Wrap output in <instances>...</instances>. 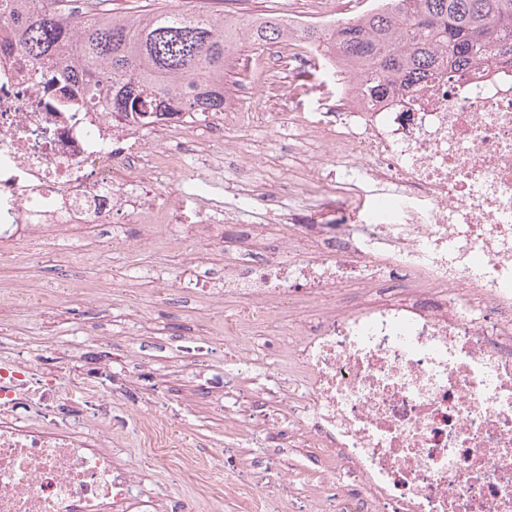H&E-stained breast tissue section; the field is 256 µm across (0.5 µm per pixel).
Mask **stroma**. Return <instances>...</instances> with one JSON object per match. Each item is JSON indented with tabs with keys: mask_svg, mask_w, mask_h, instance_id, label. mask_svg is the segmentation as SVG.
Wrapping results in <instances>:
<instances>
[{
	"mask_svg": "<svg viewBox=\"0 0 512 512\" xmlns=\"http://www.w3.org/2000/svg\"><path fill=\"white\" fill-rule=\"evenodd\" d=\"M296 100L316 109L336 102V80L324 72L309 76L298 75L284 68L279 87L269 93L264 109L271 117H278ZM244 166L256 169L264 179L281 180L299 174L307 163L305 156L274 147H267L241 157ZM132 266L162 270L168 280L175 281L189 275L183 253L160 241L150 252H121L100 243L94 255L80 267H68L62 256L43 258L38 267H31L27 259L18 256L11 262L0 264V290L9 291L27 282L33 275L51 280L65 275L82 287L99 291L111 286L115 289L117 309L61 310L45 318H36L13 309H0V355L12 352L11 337H25L31 358L42 361L44 367L57 369L73 355L69 339L79 334L95 332L112 334V353L121 354L125 344L119 335L130 332L139 336L142 358L154 361L158 383L165 385L169 404L179 408L181 403H193L192 413L183 414L182 423L191 428L198 443L204 446L215 467L224 473L252 472L260 489H268L269 476L263 470L253 469V458L275 457L294 476L293 499L306 504L308 498L320 493L327 481V463L321 462L320 449L283 447L268 442L260 447L239 449V432L231 418L254 395L260 393L261 384L226 392L223 405L200 397L197 388L199 370L187 361L174 359L171 345L182 336H205L220 343L245 345V338L226 335L224 307L207 300L159 295L148 282L129 284L124 280L126 269ZM54 350V357H46V350Z\"/></svg>",
	"mask_w": 512,
	"mask_h": 512,
	"instance_id": "1",
	"label": "stroma"
}]
</instances>
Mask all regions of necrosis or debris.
<instances>
[{
    "mask_svg": "<svg viewBox=\"0 0 512 512\" xmlns=\"http://www.w3.org/2000/svg\"><path fill=\"white\" fill-rule=\"evenodd\" d=\"M320 47L284 40L255 56L241 103L227 104L231 124L193 139L179 122L116 124L112 115L67 99L33 59L0 51V242L26 254H64L80 263L89 251L72 240V224H108L115 195L152 197L138 212L140 232L124 246L154 249L166 224L184 245L190 221L210 240L245 210L262 209L283 224L249 225L237 255L224 264L227 314L240 336L260 334L275 347L296 341L286 366L268 373L286 416L266 400L235 416L244 441L296 429L307 446L339 465L327 491L305 512H512V64L445 67L409 93L378 100L353 83L325 112L298 106L270 131L271 142H313L304 170L313 200L332 223L283 211L297 188L252 181L237 163L283 61L317 63ZM224 151V191L234 207L214 203L190 216L200 184L181 181L159 193L171 169H190ZM122 168L129 180L115 186ZM365 288L350 304L345 283ZM319 303L321 321L281 326L285 297ZM70 280L34 278L0 294V306L38 314L83 300ZM180 358L220 361L203 391L236 387L247 359L184 337ZM141 372L103 355L45 370L18 348L0 357V512H136L164 449L180 451L179 476L213 501L246 512H291L287 470L267 460L274 490L247 475L216 472L184 437L161 388L143 394ZM135 439L152 455L134 468L113 451Z\"/></svg>",
    "mask_w": 512,
    "mask_h": 512,
    "instance_id": "necrosis-or-debris-1",
    "label": "necrosis or debris"
}]
</instances>
